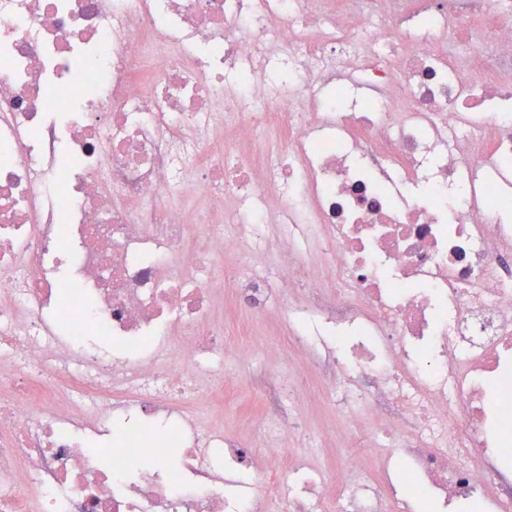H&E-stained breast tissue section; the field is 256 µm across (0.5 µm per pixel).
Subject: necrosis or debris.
<instances>
[{"instance_id": "necrosis-or-debris-1", "label": "necrosis or debris", "mask_w": 512, "mask_h": 512, "mask_svg": "<svg viewBox=\"0 0 512 512\" xmlns=\"http://www.w3.org/2000/svg\"><path fill=\"white\" fill-rule=\"evenodd\" d=\"M508 171L512 0H0V512H512ZM276 257L285 361L359 335L324 469L224 436V285Z\"/></svg>"}]
</instances>
